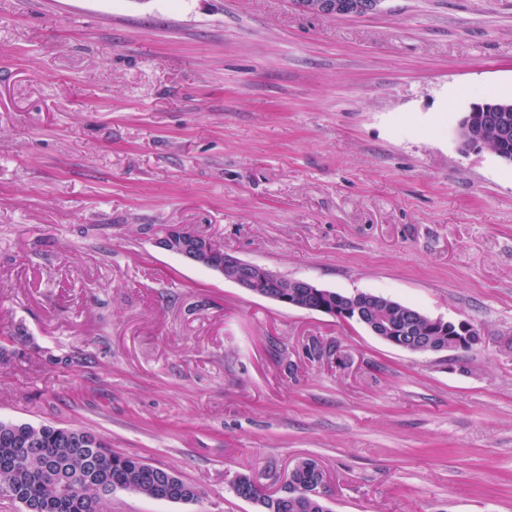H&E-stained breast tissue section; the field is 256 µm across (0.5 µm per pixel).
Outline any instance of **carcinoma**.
<instances>
[{"instance_id": "1", "label": "carcinoma", "mask_w": 512, "mask_h": 512, "mask_svg": "<svg viewBox=\"0 0 512 512\" xmlns=\"http://www.w3.org/2000/svg\"><path fill=\"white\" fill-rule=\"evenodd\" d=\"M336 309H348L370 323L377 321L390 329L388 336L402 337L411 345L425 337L434 345H446L458 335L456 324L448 330H433L429 316L398 301L369 292L351 294L330 291ZM58 428L47 425L0 420V490L10 488L12 498L58 505L55 512H107L110 497L96 491L104 481L121 489L163 500L167 492L162 486L165 469L146 468L133 457L112 453L99 441L100 469L87 471L82 443L57 435ZM319 464L306 458L290 471L288 492L268 494L248 474L235 479L236 495L259 507V512H328L325 501L313 499L305 487L317 479Z\"/></svg>"}]
</instances>
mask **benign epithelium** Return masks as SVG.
<instances>
[{"label":"benign epithelium","instance_id":"7a95c632","mask_svg":"<svg viewBox=\"0 0 512 512\" xmlns=\"http://www.w3.org/2000/svg\"><path fill=\"white\" fill-rule=\"evenodd\" d=\"M381 0H291L298 11L317 17L347 18L365 16L376 10ZM493 112H512L511 101L491 100L474 104L468 110L464 123L457 127L458 141L467 145L466 151H482L487 149L486 142L497 137L501 124L493 120ZM162 249L180 256L188 262L214 270L224 279L233 282L246 291H254L259 283H266L272 288L281 285V275L271 269L252 262L241 260L235 256L224 257V263L212 261L208 241L197 238L189 241L183 237L178 226L168 227L157 239ZM460 335L453 337L448 350L454 351L460 346H475L477 342L468 332L469 326L457 322ZM442 347L430 346L427 351L440 353Z\"/></svg>","mask_w":512,"mask_h":512}]
</instances>
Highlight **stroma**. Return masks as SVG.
I'll return each mask as SVG.
<instances>
[{"label":"stroma","instance_id":"35a3bbf8","mask_svg":"<svg viewBox=\"0 0 512 512\" xmlns=\"http://www.w3.org/2000/svg\"><path fill=\"white\" fill-rule=\"evenodd\" d=\"M512 89V0H0V419L96 433L192 503L257 512L318 461L329 512H512V164L461 152ZM391 297L481 345L413 353L160 248ZM298 11L317 17L365 16L376 10L381 0H290ZM184 230L189 238H199L189 241L183 237L180 227L170 226L163 232L162 236L157 239V244L162 249L178 255L188 262L218 272L224 279L233 282L239 288L250 292H254L255 288L256 294L260 296L269 291H274V288H279L281 285L282 276L278 273L266 266L247 262L236 256L224 257V255L228 253L224 252V248L221 245L209 238L212 252L211 259L208 241L204 238H200L202 235L187 228H184ZM259 283H267L271 288H267L266 285L262 284L256 287Z\"/></svg>","mask_w":512,"mask_h":512}]
</instances>
